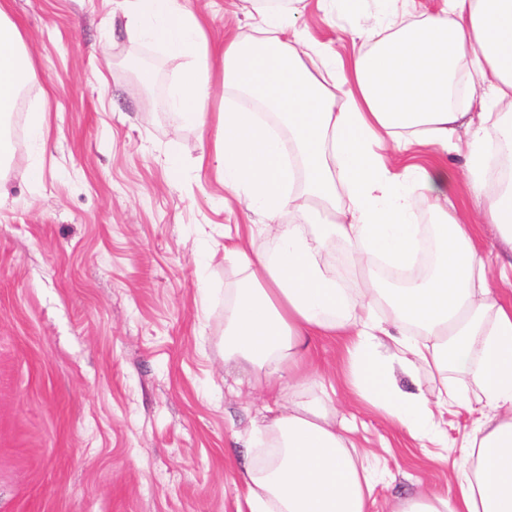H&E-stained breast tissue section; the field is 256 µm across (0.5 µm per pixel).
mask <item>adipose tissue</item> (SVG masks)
Segmentation results:
<instances>
[{
  "label": "adipose tissue",
  "instance_id": "ef3b65f1",
  "mask_svg": "<svg viewBox=\"0 0 512 512\" xmlns=\"http://www.w3.org/2000/svg\"><path fill=\"white\" fill-rule=\"evenodd\" d=\"M126 2L131 36L191 62L170 93L172 114L193 124L209 117L214 58L225 87L242 102L211 116L217 132L207 161L225 189L262 216L255 231L273 245L254 254L240 246L225 252L242 278L224 291V356L265 373L267 388L288 398L246 442L249 512H370L373 477L337 426L335 408L298 396L313 381L312 342L326 336L345 341L350 392L418 441L440 435L436 410L480 406L455 483L401 497L393 512H512V301L494 297L473 225L446 209L464 185L482 223L512 249V185L492 190L487 170L489 150L512 157V0H444L440 12L420 21H386L366 30L373 47L348 62L292 30L283 7L264 9L261 38L236 35L212 46L186 0ZM465 59L491 109L471 134L463 170L392 171L386 138L403 136L406 150L451 145L465 118L450 100ZM36 79L24 35L0 0V118ZM337 86L346 106L336 104ZM340 185L347 192L342 204ZM418 188L442 217L432 227L436 261L422 280L383 287L371 258L396 269L417 260ZM287 208L302 212L304 223H277ZM336 240L355 265L368 268L364 285L324 266ZM379 301L381 316L374 311ZM422 367L464 372L477 399L448 381L435 393L397 384L396 372L411 377ZM267 442L272 454L255 464L253 448Z\"/></svg>",
  "mask_w": 512,
  "mask_h": 512
}]
</instances>
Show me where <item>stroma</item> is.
I'll return each instance as SVG.
<instances>
[{
	"instance_id": "1",
	"label": "stroma",
	"mask_w": 512,
	"mask_h": 512,
	"mask_svg": "<svg viewBox=\"0 0 512 512\" xmlns=\"http://www.w3.org/2000/svg\"><path fill=\"white\" fill-rule=\"evenodd\" d=\"M39 74L21 92L45 113L0 167V512H247L238 451L281 406L262 374L224 359V291L240 279L224 249L256 222L210 165L213 119H174L166 102L188 61L132 38L123 0H8ZM211 44L257 36L248 0H189ZM442 0H358L336 12L295 0L298 27L343 59L381 10L405 21ZM455 148L389 152L464 166L485 106L468 101ZM176 153L180 172L167 157ZM41 160V182L28 167ZM253 238V237H250ZM258 250L269 241L253 238ZM210 291L199 300L200 285ZM316 386L354 426L383 477L372 512L453 482L473 413L439 419L448 445L421 447L350 392L342 344L318 341Z\"/></svg>"
}]
</instances>
